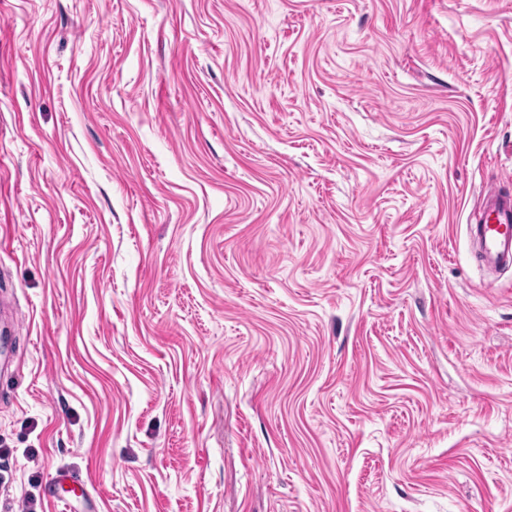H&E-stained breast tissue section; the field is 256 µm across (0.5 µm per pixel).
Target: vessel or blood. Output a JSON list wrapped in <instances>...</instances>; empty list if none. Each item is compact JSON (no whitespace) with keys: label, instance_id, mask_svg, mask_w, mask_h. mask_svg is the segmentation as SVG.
<instances>
[{"label":"vessel or blood","instance_id":"b4317fda","mask_svg":"<svg viewBox=\"0 0 512 512\" xmlns=\"http://www.w3.org/2000/svg\"><path fill=\"white\" fill-rule=\"evenodd\" d=\"M469 231L479 244L484 266L512 268V195L501 193L496 186H487L480 219L470 225Z\"/></svg>","mask_w":512,"mask_h":512}]
</instances>
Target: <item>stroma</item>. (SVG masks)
<instances>
[{
	"instance_id": "1",
	"label": "stroma",
	"mask_w": 512,
	"mask_h": 512,
	"mask_svg": "<svg viewBox=\"0 0 512 512\" xmlns=\"http://www.w3.org/2000/svg\"><path fill=\"white\" fill-rule=\"evenodd\" d=\"M512 0H0V512H512ZM470 235L479 244L481 262L487 268H512V195L491 184L484 190V207Z\"/></svg>"
}]
</instances>
